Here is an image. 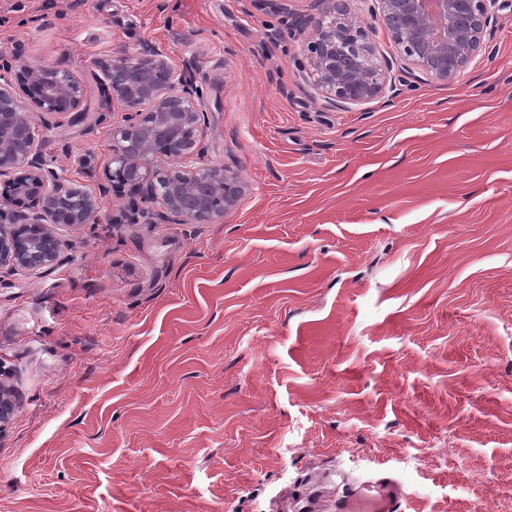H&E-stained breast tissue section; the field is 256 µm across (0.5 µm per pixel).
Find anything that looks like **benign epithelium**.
<instances>
[{
	"mask_svg": "<svg viewBox=\"0 0 512 512\" xmlns=\"http://www.w3.org/2000/svg\"><path fill=\"white\" fill-rule=\"evenodd\" d=\"M321 17L302 46L316 86L335 104H357L393 90V62L375 60L369 32L380 23L394 44L400 72L446 81L483 50L487 29L512 0H374L371 20L349 16L347 0H316ZM100 114L118 105L112 125V178L140 189L158 204V219L171 224H215L238 205L240 174L205 164L197 132L205 121L196 107L202 89L191 72L162 48L125 47L96 61ZM85 85L62 65L33 66L0 53V178L11 197L0 201V270L37 271L61 262L55 228L99 222L96 194L49 167L38 125L52 117L85 119ZM170 160L163 173L155 155ZM17 411L14 395L0 382V427Z\"/></svg>",
	"mask_w": 512,
	"mask_h": 512,
	"instance_id": "obj_1",
	"label": "benign epithelium"
}]
</instances>
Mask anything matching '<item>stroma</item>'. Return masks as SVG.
<instances>
[{"instance_id":"35a3bbf8","label":"stroma","mask_w":512,"mask_h":512,"mask_svg":"<svg viewBox=\"0 0 512 512\" xmlns=\"http://www.w3.org/2000/svg\"><path fill=\"white\" fill-rule=\"evenodd\" d=\"M314 13L0 0V51L86 86L43 152L101 216L0 273V512H332L382 473L403 512H512V9L455 77L336 108L292 33ZM145 43L242 177L223 222L119 220L93 63Z\"/></svg>"}]
</instances>
